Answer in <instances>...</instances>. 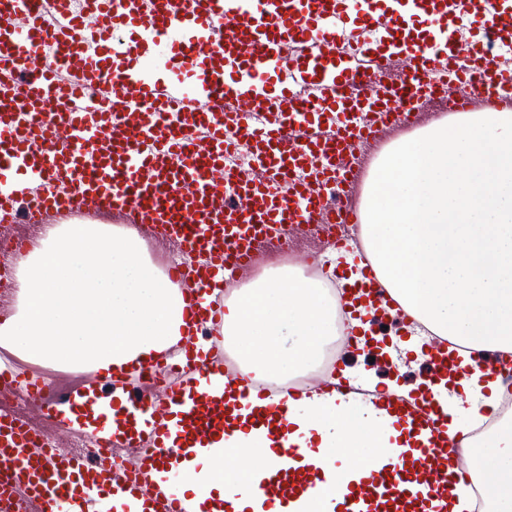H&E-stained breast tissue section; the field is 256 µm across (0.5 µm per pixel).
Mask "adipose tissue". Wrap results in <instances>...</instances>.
I'll list each match as a JSON object with an SVG mask.
<instances>
[{"mask_svg":"<svg viewBox=\"0 0 512 512\" xmlns=\"http://www.w3.org/2000/svg\"><path fill=\"white\" fill-rule=\"evenodd\" d=\"M360 238L362 251L332 256L352 270L340 288L372 263L402 312L409 335L402 352L421 353L432 334L461 345L465 375L455 386H436L448 434L496 421L480 446H468V459L492 512H512V421L499 420L501 379L484 369L486 353L512 354V113L440 121L397 144L374 176ZM340 306V296L302 268H272L225 301L224 344L247 373L287 378L319 362ZM461 393L467 404L458 402ZM298 406L288 441L323 482L318 497L299 499L288 512H332L348 482L398 461L411 446L398 417L373 402L313 385ZM232 445L240 450L236 470L209 474L197 489L208 512L264 466L292 464L273 453L261 430L237 434ZM367 446L376 454L365 470L353 451Z\"/></svg>","mask_w":512,"mask_h":512,"instance_id":"ef3b65f1","label":"adipose tissue"}]
</instances>
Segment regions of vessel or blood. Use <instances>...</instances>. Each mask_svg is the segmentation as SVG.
Here are the masks:
<instances>
[{
	"instance_id": "b4317fda",
	"label": "vessel or blood",
	"mask_w": 512,
	"mask_h": 512,
	"mask_svg": "<svg viewBox=\"0 0 512 512\" xmlns=\"http://www.w3.org/2000/svg\"><path fill=\"white\" fill-rule=\"evenodd\" d=\"M472 112L512 113V0H0V227L108 217L190 257L167 271L185 324L164 353L66 390L0 375L44 421L36 436L0 423V512H197L196 444L219 471L235 431L287 442L282 398L302 392L225 357L226 282L294 225L361 223L383 150ZM232 154L247 166L226 169ZM362 273L365 320L391 299ZM423 354L434 381L461 371L447 343ZM377 400L418 454L350 484L335 512H447L470 475L434 391ZM77 432L99 457L65 447ZM115 448L138 454L116 464ZM318 490L313 466H271L238 495L288 512Z\"/></svg>"
}]
</instances>
